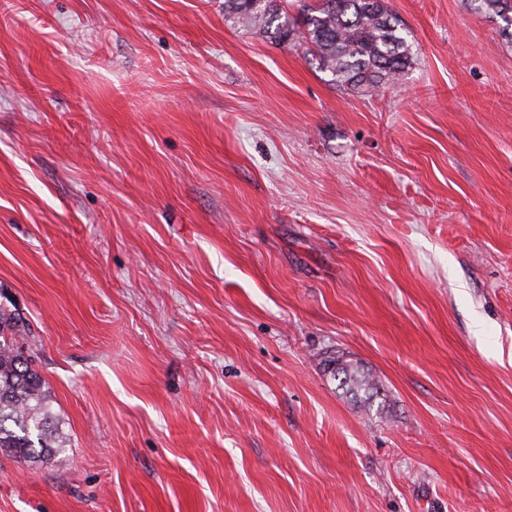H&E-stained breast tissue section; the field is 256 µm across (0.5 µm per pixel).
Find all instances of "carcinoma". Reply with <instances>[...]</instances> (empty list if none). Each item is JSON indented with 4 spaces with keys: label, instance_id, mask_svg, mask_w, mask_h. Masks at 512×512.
<instances>
[{
    "label": "carcinoma",
    "instance_id": "1",
    "mask_svg": "<svg viewBox=\"0 0 512 512\" xmlns=\"http://www.w3.org/2000/svg\"><path fill=\"white\" fill-rule=\"evenodd\" d=\"M297 16L288 0H224L277 45L297 41L330 81L377 88L399 81L413 65L411 32L384 0H298ZM476 9L512 39V0H473ZM24 327L0 310V455L17 462H46L69 439L53 413L42 376L19 348ZM334 376L352 390L369 391L373 379L348 363H336Z\"/></svg>",
    "mask_w": 512,
    "mask_h": 512
}]
</instances>
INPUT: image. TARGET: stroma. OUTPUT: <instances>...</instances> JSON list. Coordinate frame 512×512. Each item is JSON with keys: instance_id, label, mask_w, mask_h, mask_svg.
I'll return each instance as SVG.
<instances>
[{"instance_id": "35a3bbf8", "label": "stroma", "mask_w": 512, "mask_h": 512, "mask_svg": "<svg viewBox=\"0 0 512 512\" xmlns=\"http://www.w3.org/2000/svg\"><path fill=\"white\" fill-rule=\"evenodd\" d=\"M386 4L355 90L224 0H0V309L72 443L0 512H512V40ZM334 376L337 377L340 384L348 386L352 390L369 391L376 385L373 379L361 375L348 363H339V360H336Z\"/></svg>"}]
</instances>
